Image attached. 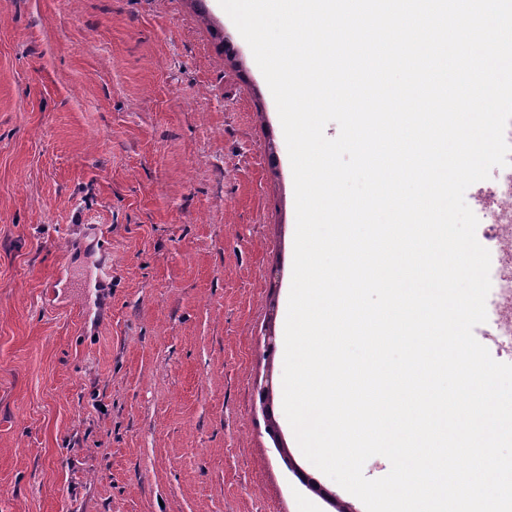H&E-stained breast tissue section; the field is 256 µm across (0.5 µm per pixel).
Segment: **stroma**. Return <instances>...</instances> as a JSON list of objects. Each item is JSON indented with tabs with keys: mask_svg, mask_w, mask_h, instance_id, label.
Wrapping results in <instances>:
<instances>
[{
	"mask_svg": "<svg viewBox=\"0 0 512 512\" xmlns=\"http://www.w3.org/2000/svg\"><path fill=\"white\" fill-rule=\"evenodd\" d=\"M294 234L213 0H0V512H357L266 430Z\"/></svg>",
	"mask_w": 512,
	"mask_h": 512,
	"instance_id": "obj_1",
	"label": "stroma"
}]
</instances>
